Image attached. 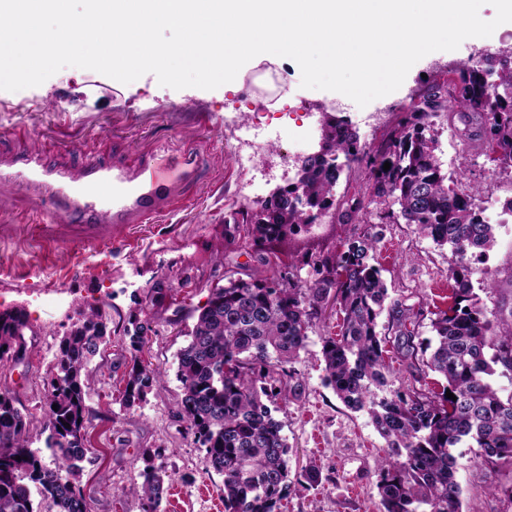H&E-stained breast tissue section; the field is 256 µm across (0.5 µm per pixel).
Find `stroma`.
Listing matches in <instances>:
<instances>
[{"label":"stroma","instance_id":"1","mask_svg":"<svg viewBox=\"0 0 512 512\" xmlns=\"http://www.w3.org/2000/svg\"><path fill=\"white\" fill-rule=\"evenodd\" d=\"M512 49V25L491 36L464 40L454 51H437L418 61L402 86L360 108L337 92L305 89L298 65L281 59L286 76L275 112H293L303 103L324 106L345 117L367 150L377 151L393 135L406 112L430 83L446 78L448 65L477 52L495 54ZM246 85L175 90L160 86L153 74L129 84L98 72L66 67L37 87L18 92L0 90V159L22 163L25 154L43 145L62 166H80L90 159L108 160L134 149L151 151L164 143L172 150L195 149L204 156L205 172L192 207L158 224L132 225L130 244L94 255L70 243L44 249L26 231L25 216L35 203L32 192L16 184L0 185V307L24 309L31 323L26 339L32 352L27 362L0 364L17 398L30 416L32 447L43 458L47 434L41 407L56 346L80 313L102 308L108 317L109 343L88 366L92 442L90 463L77 483L92 512H144L132 487L146 464L173 474L162 502L163 512H224L222 478L203 449L187 434L180 416L181 384L177 352L186 343L193 312L203 306L212 288L225 276L262 277L309 285L318 280L316 255L343 251L348 240L368 233L378 237L376 257L383 269L389 302H405L430 313L448 304V250L417 234L413 226L388 217L385 206L374 208L369 222L347 218L340 205L324 225L291 236L270 259H262L246 231L227 236L226 225L242 222L258 202L294 175L300 156L288 133L274 137L266 156L249 161L241 136L251 116L243 102ZM383 113L375 132H367L363 111ZM210 124H202V115ZM457 119L440 115L434 134L436 155L456 186L478 187L501 202L512 201V172L500 168L479 148L458 137ZM496 242L485 257L469 262L474 288L495 277L498 290L483 295L487 308L512 307V223L495 227ZM65 290L66 305L36 303V296ZM150 319V341L141 357L162 367L166 377L144 401L123 408L124 373L131 359L125 329L132 318ZM330 315L313 324L309 342L293 363L297 392L283 391L272 414L290 447V493L280 512H376L379 503L377 463L384 445L368 415L348 409L324 383L322 339L336 333ZM457 479L464 490V512H504L503 498L489 492L486 480L507 486L512 472L485 478L476 466V451L456 449ZM320 466L323 481L312 486L300 480L302 466Z\"/></svg>","mask_w":512,"mask_h":512}]
</instances>
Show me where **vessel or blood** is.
<instances>
[{
  "label": "vessel or blood",
  "instance_id": "vessel-or-blood-1",
  "mask_svg": "<svg viewBox=\"0 0 512 512\" xmlns=\"http://www.w3.org/2000/svg\"><path fill=\"white\" fill-rule=\"evenodd\" d=\"M203 158L193 150L162 148L103 165L87 161L72 170L51 164L40 149L26 156V184L36 195L54 203L52 212L36 207L26 218L34 240L58 245V222H78L82 233L75 243L97 252L126 245L122 228L152 224L189 203L186 189L199 177Z\"/></svg>",
  "mask_w": 512,
  "mask_h": 512
}]
</instances>
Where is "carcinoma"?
Here are the masks:
<instances>
[{
  "label": "carcinoma",
  "mask_w": 512,
  "mask_h": 512,
  "mask_svg": "<svg viewBox=\"0 0 512 512\" xmlns=\"http://www.w3.org/2000/svg\"><path fill=\"white\" fill-rule=\"evenodd\" d=\"M453 75L451 84L428 88L426 108L409 112L376 154L360 147L345 118L325 113L319 154L303 160L297 184L259 202L250 217L253 245L272 252L333 207L340 157L366 161L368 197L349 199L348 210L365 216L368 200L395 206L403 223L448 248L449 303L430 319L434 349L425 363L445 378L443 392L414 385L388 389L393 370L385 359L387 339L378 331L388 289L372 236L360 234L344 251L314 261L322 278L304 288L228 279L198 308L177 353L181 418L223 477L224 512H279L288 498V444L268 403L279 396L277 385L288 381V366L306 349L309 329L330 304L343 317L339 333L323 339L325 381L346 407L367 412L385 441L378 512H463L455 448L479 449L477 466L486 474L512 469V394L496 383L498 377L512 379V309L485 308L467 267V257L493 248L494 225L483 221L475 204L478 189L448 184L431 134V118L456 112L460 137L481 143L493 161L511 168L512 55L459 64ZM389 315L397 351L413 367L415 327L423 312L398 302ZM129 324L132 364L122 395L127 409L165 377L139 356L149 342L150 321ZM27 328L24 311L0 312V363L26 356ZM108 340L106 313L92 308L59 342L44 406L51 465L29 447V418L8 384L0 385V512H38L35 492L54 512H92L75 477L91 452L86 368ZM448 391L456 400L447 398ZM140 477L135 491L146 512H161L171 476L148 464Z\"/></svg>",
  "instance_id": "cac0c4a2"
}]
</instances>
